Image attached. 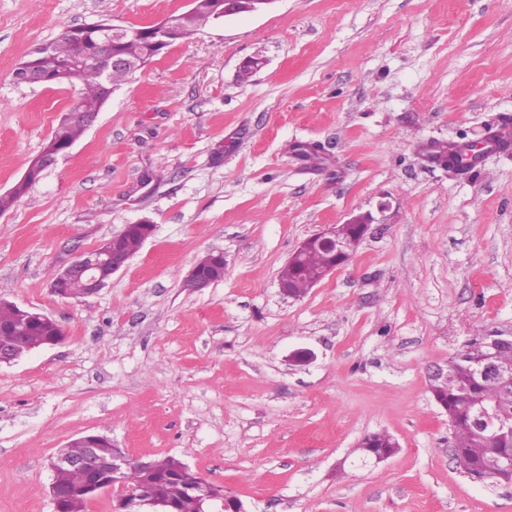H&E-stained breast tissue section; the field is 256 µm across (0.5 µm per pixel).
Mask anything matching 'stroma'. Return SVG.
<instances>
[{
	"label": "stroma",
	"instance_id": "35a3bbf8",
	"mask_svg": "<svg viewBox=\"0 0 512 512\" xmlns=\"http://www.w3.org/2000/svg\"><path fill=\"white\" fill-rule=\"evenodd\" d=\"M187 0H0V194L75 90L15 83L34 48ZM263 58L242 78L244 62ZM507 137L458 170L434 141ZM374 218L299 298L279 272L309 235ZM153 235L98 294L53 274L125 225ZM224 254L222 281L182 282ZM0 298L61 343L0 365V512H54L50 463L84 434L183 460L248 512H512V484L457 469L429 368L512 336V7L502 0H276L215 21L117 87L0 214ZM307 349L314 358L291 362ZM398 452L361 461L364 435ZM219 261H222L225 267L224 255L221 253L215 255L213 253H209L199 259L185 276L183 286L190 288L193 291H202L215 284L209 279L207 275V268Z\"/></svg>",
	"mask_w": 512,
	"mask_h": 512
}]
</instances>
